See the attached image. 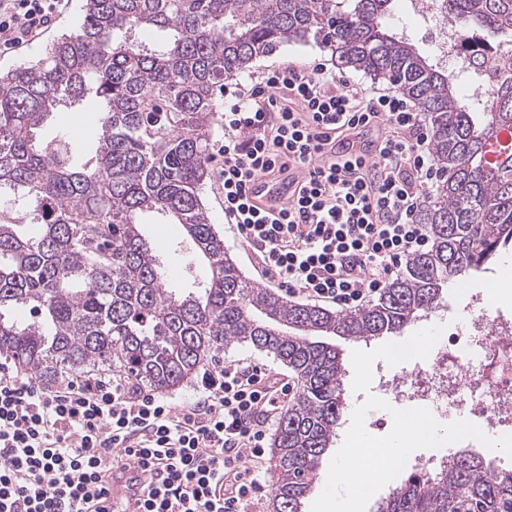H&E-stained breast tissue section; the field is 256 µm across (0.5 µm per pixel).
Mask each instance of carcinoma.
I'll use <instances>...</instances> for the list:
<instances>
[{"label":"carcinoma","instance_id":"obj_1","mask_svg":"<svg viewBox=\"0 0 512 512\" xmlns=\"http://www.w3.org/2000/svg\"><path fill=\"white\" fill-rule=\"evenodd\" d=\"M395 0H85L83 22L37 61L0 74V356L46 383L117 363L156 389L189 382L231 343L297 376L272 440L273 512H304L346 407L336 349L317 340L399 334L443 290L512 246V75L465 98L438 59L395 31ZM465 37L512 42V0H440ZM331 45L339 63L389 83L428 117L441 179L418 214L430 246L373 303L292 304L242 275L202 192L224 81L289 42ZM100 114L96 148L42 127L64 107ZM144 224H180L195 288L170 284ZM377 512H512V468L466 450L410 474Z\"/></svg>","mask_w":512,"mask_h":512}]
</instances>
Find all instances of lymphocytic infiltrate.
Listing matches in <instances>:
<instances>
[{"label":"lymphocytic infiltrate","instance_id":"obj_1","mask_svg":"<svg viewBox=\"0 0 512 512\" xmlns=\"http://www.w3.org/2000/svg\"><path fill=\"white\" fill-rule=\"evenodd\" d=\"M70 0H0V50L41 38ZM224 218L288 297L358 308L429 244L418 213L437 180L412 99L326 64L263 72L224 92L217 151ZM295 173L268 207L259 177ZM289 388L263 366L204 371L175 407L122 375L49 387L0 361V512H93L112 474H147L141 512H249L262 490L267 426Z\"/></svg>","mask_w":512,"mask_h":512}]
</instances>
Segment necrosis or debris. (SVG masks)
<instances>
[{"label": "necrosis or debris", "instance_id": "4bbe7bcc", "mask_svg": "<svg viewBox=\"0 0 512 512\" xmlns=\"http://www.w3.org/2000/svg\"><path fill=\"white\" fill-rule=\"evenodd\" d=\"M408 11L433 25L443 56L460 73L473 69L475 59L486 63L481 79L466 83L464 92L487 97L500 72L512 71V46L505 43L484 48L466 41L455 27L443 24L439 0H406ZM475 313L463 341H439L427 364L414 363L412 347H397L392 359L407 364L405 373L382 381L389 400H415L429 415L430 424L453 413L473 417L479 429L504 438L512 436V314L483 306Z\"/></svg>", "mask_w": 512, "mask_h": 512}]
</instances>
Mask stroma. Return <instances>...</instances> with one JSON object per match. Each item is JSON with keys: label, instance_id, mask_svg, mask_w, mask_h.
I'll return each mask as SVG.
<instances>
[{"label": "stroma", "instance_id": "obj_1", "mask_svg": "<svg viewBox=\"0 0 512 512\" xmlns=\"http://www.w3.org/2000/svg\"><path fill=\"white\" fill-rule=\"evenodd\" d=\"M84 4L85 0H72L67 12L45 36L18 51L1 55L0 72L4 73L37 60L43 55L46 46L62 34L76 29L84 17ZM331 57V51L322 44L313 41L291 42L282 46L274 55L254 61L248 73L239 76L238 82L247 86L250 85L252 77L261 75L266 69L289 63L314 64ZM61 129L66 130L75 142H93L99 134L97 114L93 111L78 114L57 112L44 128L43 134L50 137ZM202 200L212 224L243 274L255 286L267 287L268 282L261 275L256 255L241 241L235 227L224 221V196L217 176H210ZM144 232L154 248L169 257L171 279L175 284L188 287L203 277L204 271L201 267L188 266L172 254L177 242L182 239L180 225L148 224L145 225ZM495 269L496 277L482 273L467 278L463 286L448 288L439 308L411 324L402 335L382 336L367 342L330 337L329 342L336 346L346 372L347 408L340 420L336 443L321 460L320 478L305 502L304 512H347L346 496L337 490V468L345 469L350 482L368 488L369 497L362 512H375L377 501L400 486L410 475L416 457L441 456L458 448L480 452L484 442L476 438L473 423L466 416L451 418L444 429L438 430L434 438L415 444L414 448L408 450L402 466L394 469L392 478L386 482L381 481L374 472L362 469L357 458L346 456L345 449L351 429H358L371 439L383 442L394 434L400 418L415 415V407L391 404L376 389L379 377L391 375L395 369L387 353L388 348L407 344L413 347L416 359L424 360L430 354L432 341L443 336H465L472 314L469 293L486 294L494 287L512 292V249L502 252Z\"/></svg>", "mask_w": 512, "mask_h": 512}]
</instances>
